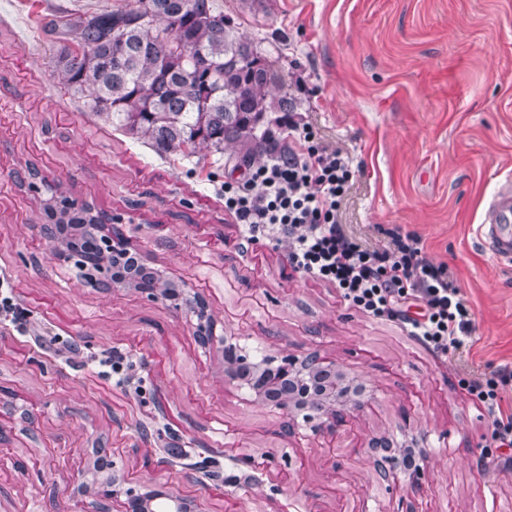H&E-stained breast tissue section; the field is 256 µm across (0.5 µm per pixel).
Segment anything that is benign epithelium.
I'll list each match as a JSON object with an SVG mask.
<instances>
[{"mask_svg":"<svg viewBox=\"0 0 512 512\" xmlns=\"http://www.w3.org/2000/svg\"><path fill=\"white\" fill-rule=\"evenodd\" d=\"M106 218H101L95 224L83 226L85 234L98 238L102 245L101 253L106 249H115L113 238L103 234ZM44 236L54 243V257L58 264L68 265L72 253L65 249L60 226L45 224L42 226ZM97 268L100 277L95 280L98 288H110L117 284L109 271L98 264L95 255H85L84 266ZM141 291L151 297H164L181 302L184 310L196 318L195 336L206 348L219 344L224 357V376L239 389L253 392L256 398L276 408L286 409L290 413L303 414V418L311 422L315 419H328L336 416V408L357 411L361 408V400L357 396H349L342 392L341 383L336 378L341 373L334 367L323 365L315 354H308L303 358L284 356L258 357L250 353L246 347L229 343L222 336H217V320L208 312L205 300L197 294H191L177 287L163 272H153L152 280L145 283ZM394 441L388 436L379 437L369 444L374 453L383 452L377 460V475L379 479H387L384 463L388 461L385 453L392 451ZM165 498L176 505L175 512H195L193 504L170 493L148 490L141 494H127L125 512H154L156 500Z\"/></svg>","mask_w":512,"mask_h":512,"instance_id":"7a95c632","label":"benign epithelium"}]
</instances>
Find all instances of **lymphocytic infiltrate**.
Segmentation results:
<instances>
[{
  "label": "lymphocytic infiltrate",
  "instance_id": "1",
  "mask_svg": "<svg viewBox=\"0 0 512 512\" xmlns=\"http://www.w3.org/2000/svg\"><path fill=\"white\" fill-rule=\"evenodd\" d=\"M286 157L250 166L224 182V210L243 241L287 238L293 267L339 288L365 314L400 320L408 335L447 352L472 333V320L448 269L429 263L415 233H395L388 246L363 247L340 227L339 212L354 172L347 152L323 143L306 123L289 121ZM498 384L472 381L487 404L502 446L512 447V413Z\"/></svg>",
  "mask_w": 512,
  "mask_h": 512
}]
</instances>
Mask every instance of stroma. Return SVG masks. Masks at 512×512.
<instances>
[{
    "instance_id": "obj_1",
    "label": "stroma",
    "mask_w": 512,
    "mask_h": 512,
    "mask_svg": "<svg viewBox=\"0 0 512 512\" xmlns=\"http://www.w3.org/2000/svg\"><path fill=\"white\" fill-rule=\"evenodd\" d=\"M98 0H0V512H123L122 488L198 512H512V464L470 380L512 370V261L478 234L512 181V0H214L254 40L296 117L347 151L344 231L381 247L419 235L474 329L434 353L295 271L287 242L246 244L224 211L232 151L161 157L82 114L53 72L45 25ZM33 164L35 188L15 172ZM62 193L200 295L217 332L260 354L317 353L366 397L318 432L224 378L186 312L59 266L42 202ZM417 448L376 478L371 439Z\"/></svg>"
}]
</instances>
